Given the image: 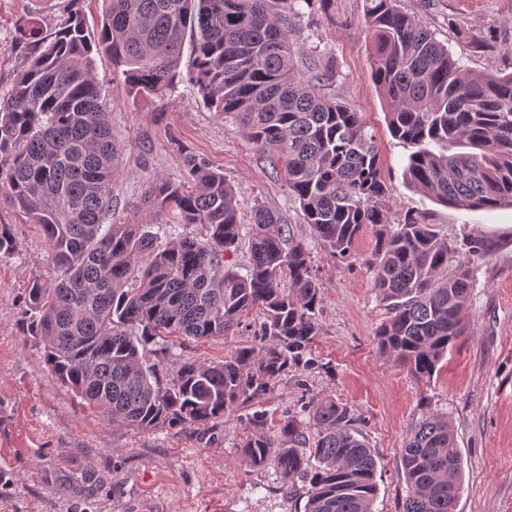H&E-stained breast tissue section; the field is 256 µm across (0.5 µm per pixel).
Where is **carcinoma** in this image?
<instances>
[{"mask_svg":"<svg viewBox=\"0 0 512 512\" xmlns=\"http://www.w3.org/2000/svg\"><path fill=\"white\" fill-rule=\"evenodd\" d=\"M301 2L310 5L109 0L96 33L70 4L51 28L32 15L15 25L14 47L25 48V58L0 95V200L41 227L56 268L52 282L29 288L26 325L45 366L109 424L206 426L255 405L279 377L311 364L323 282L274 211L255 209L242 234L224 173L193 156L184 180H148L142 205L155 218L174 210L197 232L163 244L143 224L112 221L118 149L95 53L110 57L128 95L164 97L176 88L192 36L198 94L235 119L330 256L347 260L371 228L367 267L387 311L375 331L378 350L429 379L466 333L469 260L488 245L476 236L444 240L410 214L390 224L389 190L361 113L322 95L328 64L312 57L308 74L297 72L288 24ZM366 32L390 131L413 148L410 182L451 207L512 206V73H464L397 0H366ZM459 146L468 151L451 152ZM244 239L240 274L224 257ZM18 247L11 225L0 224V259ZM252 311L263 316L260 345L164 370L171 339L228 336ZM246 421L240 448L248 466L306 482L304 512H373L377 462L350 406L312 400L273 431L264 410ZM306 427L316 430L311 440ZM400 461L402 512H456L463 466L448 418L422 417Z\"/></svg>","mask_w":512,"mask_h":512,"instance_id":"1","label":"carcinoma"}]
</instances>
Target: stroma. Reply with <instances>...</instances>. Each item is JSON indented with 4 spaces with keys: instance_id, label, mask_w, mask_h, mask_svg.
<instances>
[{
    "instance_id": "1",
    "label": "stroma",
    "mask_w": 512,
    "mask_h": 512,
    "mask_svg": "<svg viewBox=\"0 0 512 512\" xmlns=\"http://www.w3.org/2000/svg\"><path fill=\"white\" fill-rule=\"evenodd\" d=\"M66 3L0 0L1 93L23 65L13 47L16 20L36 13L53 26ZM399 6L447 46L465 72L512 71V0H399ZM365 9V0H314L292 20L288 38L301 55L331 65L323 94L362 112L389 187V220L411 213L441 238L474 234L490 245L472 264L467 333L432 378H414L374 344L386 311L366 265L376 244L371 229L359 234L347 262L332 259L236 122L206 105L190 84L191 53H183L178 86L164 98L129 96L110 58H95L122 160L112 218L149 224L162 241L174 239L186 231L176 214L153 224L143 209L147 179L183 180L188 154L223 172L237 191L242 221L250 222L259 207L278 213L306 243L324 283L314 361L281 376L261 398L269 426L312 399L352 406L377 457L373 510L400 512V450L423 413L447 415L463 458L456 512H512V207H447L410 187L404 172L410 150L391 136L386 101L371 77ZM0 222L11 225L20 242L14 255L0 260V512H302V481L285 480L271 467L252 469L242 457L244 409L205 426L142 432L110 425L81 405L44 366L22 321L31 283L53 273L49 245L38 225L1 202ZM260 323L252 312L235 335L174 341L168 365L217 361L238 344H257Z\"/></svg>"
}]
</instances>
